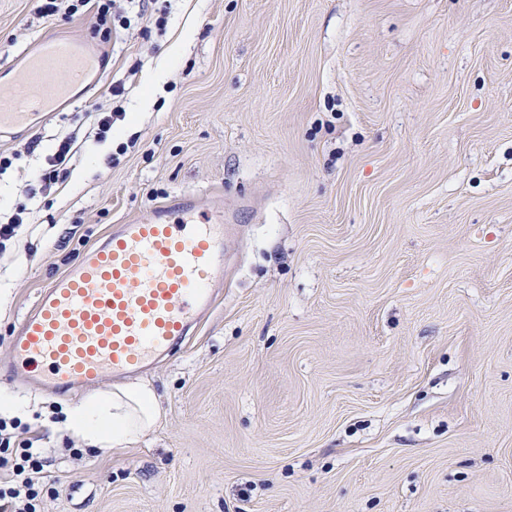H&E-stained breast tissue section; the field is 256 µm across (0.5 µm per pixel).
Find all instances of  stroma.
<instances>
[{
  "instance_id": "1",
  "label": "stroma",
  "mask_w": 512,
  "mask_h": 512,
  "mask_svg": "<svg viewBox=\"0 0 512 512\" xmlns=\"http://www.w3.org/2000/svg\"><path fill=\"white\" fill-rule=\"evenodd\" d=\"M0 0V82L60 35L104 77L0 139V390L39 402L41 512H512V0H150L130 28ZM123 112L99 138L95 109ZM53 187L25 180L58 138ZM219 195L224 286L131 446L12 375L39 291L119 224ZM73 140L71 137H63L55 150V152L46 158L47 168L33 180L28 182H37L40 185L39 191L43 192L55 184L60 172L66 170L73 155Z\"/></svg>"
}]
</instances>
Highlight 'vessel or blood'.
Instances as JSON below:
<instances>
[{"label":"vessel or blood","instance_id":"obj_1","mask_svg":"<svg viewBox=\"0 0 512 512\" xmlns=\"http://www.w3.org/2000/svg\"><path fill=\"white\" fill-rule=\"evenodd\" d=\"M99 58L67 38L42 41L0 94V137L56 112L75 84L100 81ZM224 281V211L183 192L119 225L43 288L11 341L13 372L56 392L94 393L168 353L213 306Z\"/></svg>","mask_w":512,"mask_h":512}]
</instances>
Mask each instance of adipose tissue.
<instances>
[{
    "instance_id": "adipose-tissue-1",
    "label": "adipose tissue",
    "mask_w": 512,
    "mask_h": 512,
    "mask_svg": "<svg viewBox=\"0 0 512 512\" xmlns=\"http://www.w3.org/2000/svg\"><path fill=\"white\" fill-rule=\"evenodd\" d=\"M158 413L153 389L144 383H130L67 407L58 429L87 447L105 451L137 443Z\"/></svg>"
}]
</instances>
